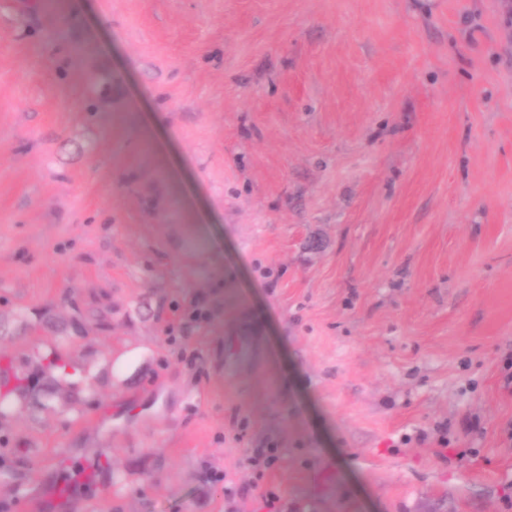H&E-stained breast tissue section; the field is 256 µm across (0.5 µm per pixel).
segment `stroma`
Wrapping results in <instances>:
<instances>
[{"instance_id": "stroma-1", "label": "stroma", "mask_w": 512, "mask_h": 512, "mask_svg": "<svg viewBox=\"0 0 512 512\" xmlns=\"http://www.w3.org/2000/svg\"><path fill=\"white\" fill-rule=\"evenodd\" d=\"M1 363L0 512H512V0H0Z\"/></svg>"}]
</instances>
